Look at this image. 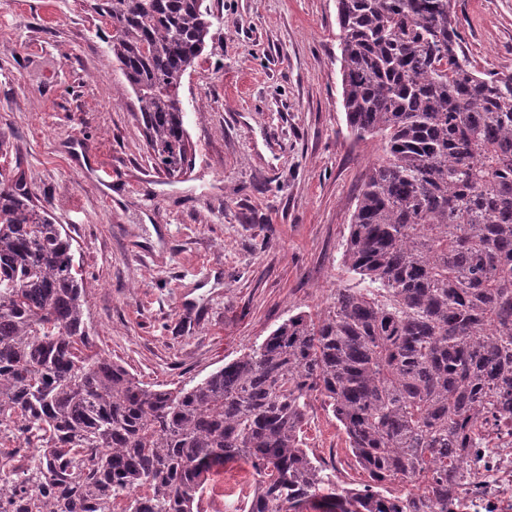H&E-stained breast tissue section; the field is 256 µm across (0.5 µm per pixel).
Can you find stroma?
Masks as SVG:
<instances>
[{
	"instance_id": "1",
	"label": "stroma",
	"mask_w": 512,
	"mask_h": 512,
	"mask_svg": "<svg viewBox=\"0 0 512 512\" xmlns=\"http://www.w3.org/2000/svg\"><path fill=\"white\" fill-rule=\"evenodd\" d=\"M92 4L0 0V178L23 175L72 237L92 351L146 386L191 385L352 284L382 142L347 126L336 0H207L213 38L182 88L191 166L157 172ZM451 7L476 68L512 74V0ZM307 420L309 455L358 486L322 398Z\"/></svg>"
}]
</instances>
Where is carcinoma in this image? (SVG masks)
I'll list each match as a JSON object with an SVG mask.
<instances>
[{"instance_id": "carcinoma-1", "label": "carcinoma", "mask_w": 512, "mask_h": 512, "mask_svg": "<svg viewBox=\"0 0 512 512\" xmlns=\"http://www.w3.org/2000/svg\"><path fill=\"white\" fill-rule=\"evenodd\" d=\"M205 0H95L156 169L188 168L183 77ZM451 0H336L343 107L386 158L358 195L329 310L300 312L190 387L152 389L88 352L72 238L0 183V512H198L219 463L251 460L243 512H448L468 429L512 415V75L463 52ZM326 398L367 477L336 484L302 442ZM416 491L387 496L384 485Z\"/></svg>"}]
</instances>
